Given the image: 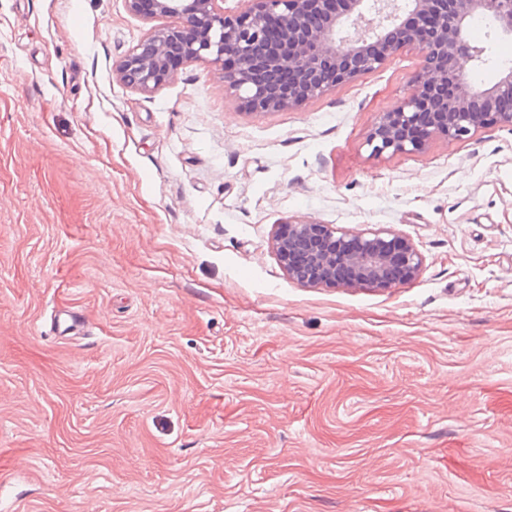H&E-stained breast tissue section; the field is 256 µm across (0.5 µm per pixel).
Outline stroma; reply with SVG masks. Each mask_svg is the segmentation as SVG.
<instances>
[{"mask_svg":"<svg viewBox=\"0 0 512 512\" xmlns=\"http://www.w3.org/2000/svg\"><path fill=\"white\" fill-rule=\"evenodd\" d=\"M150 27L0 0V512H512V129L371 155L412 49L281 112L198 64L142 93L115 68ZM490 27L467 85L512 66ZM288 220L424 265L305 288Z\"/></svg>","mask_w":512,"mask_h":512,"instance_id":"35a3bbf8","label":"stroma"}]
</instances>
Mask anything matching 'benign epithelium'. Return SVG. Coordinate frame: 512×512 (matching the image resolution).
I'll list each match as a JSON object with an SVG mask.
<instances>
[{
  "instance_id": "7a95c632",
  "label": "benign epithelium",
  "mask_w": 512,
  "mask_h": 512,
  "mask_svg": "<svg viewBox=\"0 0 512 512\" xmlns=\"http://www.w3.org/2000/svg\"><path fill=\"white\" fill-rule=\"evenodd\" d=\"M154 26L116 66L119 79L151 93L187 64L222 74L224 86L255 114L294 109L353 81L412 48L422 64L406 100L379 115L366 138L371 154L452 143L489 124L512 128V67L492 87L462 94L459 61L485 64L487 48L469 38L475 16L512 37V0H248L228 14L224 0H125ZM270 246L288 276L302 286L394 288L417 277L423 256L388 228L352 235L334 224L289 220ZM398 267L402 280L391 275Z\"/></svg>"
}]
</instances>
